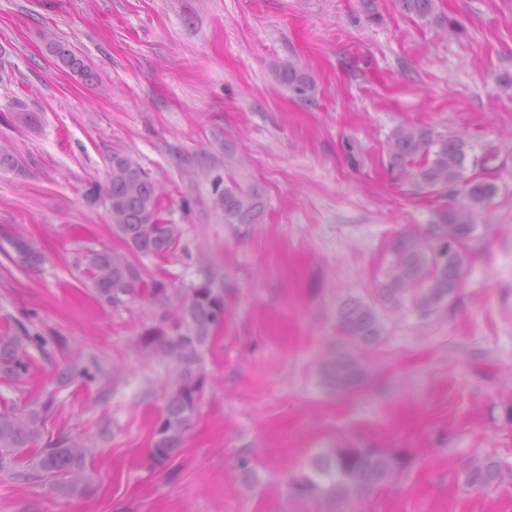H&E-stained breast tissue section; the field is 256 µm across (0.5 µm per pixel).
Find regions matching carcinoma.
Instances as JSON below:
<instances>
[{
  "mask_svg": "<svg viewBox=\"0 0 512 512\" xmlns=\"http://www.w3.org/2000/svg\"><path fill=\"white\" fill-rule=\"evenodd\" d=\"M406 11L459 36L464 28L457 21L436 14L435 0H403ZM48 52L60 65L94 83L98 73L54 33L44 32ZM279 83L301 102H311L317 93L314 76L303 66L289 62L275 68ZM14 124L36 132L37 113L13 104ZM471 145L460 136H443L429 127L402 124L387 143L388 174L395 182H410L422 192L442 200L431 222L421 233L403 232L386 246L385 265L370 298L349 295L338 306L337 325L341 342L322 360L324 383L333 392L356 388L364 375L361 352L380 342L386 331L383 312L394 311L409 302L425 316L448 311L463 286L467 257L465 244L472 238L477 219L497 192L489 172L491 155L470 157ZM84 200L90 207H105L113 231L127 250L103 247L90 249L81 257L84 272L100 302L118 308L133 302L161 306L154 323L135 341L143 350L162 353L178 366V376L168 395L164 411L153 429L150 457L163 465L180 451L200 404L204 385L202 352L209 340L224 326V289L205 273L186 288H175L147 277L139 257L165 258L179 244L181 230L164 217L159 182L130 155L114 153L104 182L88 184ZM212 203L224 214L226 224H249L260 207L258 197L239 187L214 184ZM11 248L28 267L40 265L44 256L36 242L22 235L9 239ZM43 340L25 332L0 337V377L19 379L29 369L27 349ZM51 402H33L23 408L0 409V465L26 450L27 470L55 478L60 496H81L89 492L85 443L68 435L43 439ZM400 462L372 448H355L322 454L307 470L293 477L304 494H319L332 500L358 498L387 482ZM512 476V469L491 458L469 463L464 484L474 490L492 486Z\"/></svg>",
  "mask_w": 512,
  "mask_h": 512,
  "instance_id": "cac0c4a2",
  "label": "carcinoma"
}]
</instances>
